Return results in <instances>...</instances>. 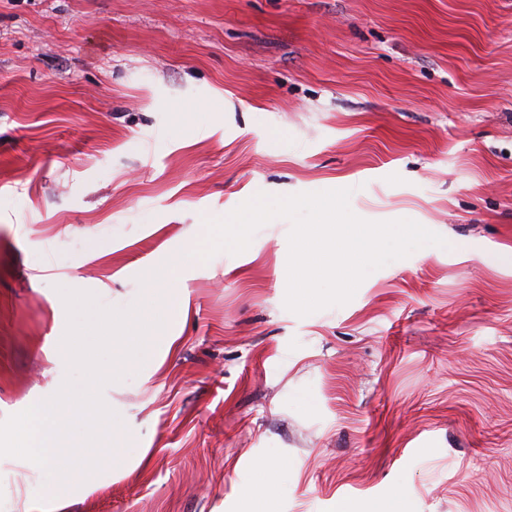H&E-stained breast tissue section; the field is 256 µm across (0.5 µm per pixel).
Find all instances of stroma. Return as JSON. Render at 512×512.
Listing matches in <instances>:
<instances>
[{
	"label": "stroma",
	"instance_id": "stroma-1",
	"mask_svg": "<svg viewBox=\"0 0 512 512\" xmlns=\"http://www.w3.org/2000/svg\"><path fill=\"white\" fill-rule=\"evenodd\" d=\"M351 189L448 248L284 306L289 220L185 269L176 348L102 390L140 464L70 512H512V0H0V420L206 219ZM109 247L95 251V243ZM41 476L0 457V512Z\"/></svg>",
	"mask_w": 512,
	"mask_h": 512
}]
</instances>
